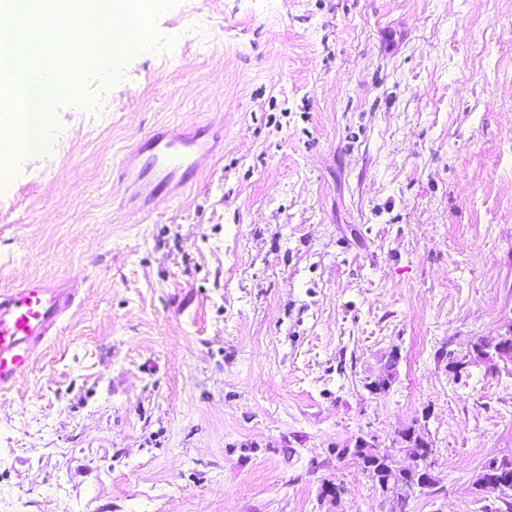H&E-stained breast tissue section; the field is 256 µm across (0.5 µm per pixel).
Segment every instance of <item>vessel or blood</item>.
Returning a JSON list of instances; mask_svg holds the SVG:
<instances>
[{"mask_svg":"<svg viewBox=\"0 0 512 512\" xmlns=\"http://www.w3.org/2000/svg\"><path fill=\"white\" fill-rule=\"evenodd\" d=\"M143 148L149 156L137 178L155 192L169 186L177 175H194L201 160L211 154L208 141L199 134L155 133ZM73 300L70 285L53 287L38 278L0 294V393L13 389L17 373L57 328Z\"/></svg>","mask_w":512,"mask_h":512,"instance_id":"b4317fda","label":"vessel or blood"}]
</instances>
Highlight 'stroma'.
I'll list each match as a JSON object with an SVG mask.
<instances>
[{"mask_svg":"<svg viewBox=\"0 0 512 512\" xmlns=\"http://www.w3.org/2000/svg\"><path fill=\"white\" fill-rule=\"evenodd\" d=\"M155 27L0 178V293L78 290L0 393V512H500L473 480L512 456V365L473 345L512 328V0ZM204 124L200 173L144 203L142 141ZM409 430L436 485L402 510L336 451L370 432L404 469ZM401 444H405L400 449L408 452L414 459L418 458L420 459L418 463L423 466H427V460L429 458V455L431 454V448L428 446V443L424 441L421 435H418L415 433V431L411 432L408 431L402 435V442ZM421 448H424L423 450V457H426L422 460V451ZM423 463V464H421Z\"/></svg>","mask_w":512,"mask_h":512,"instance_id":"35a3bbf8","label":"stroma"}]
</instances>
